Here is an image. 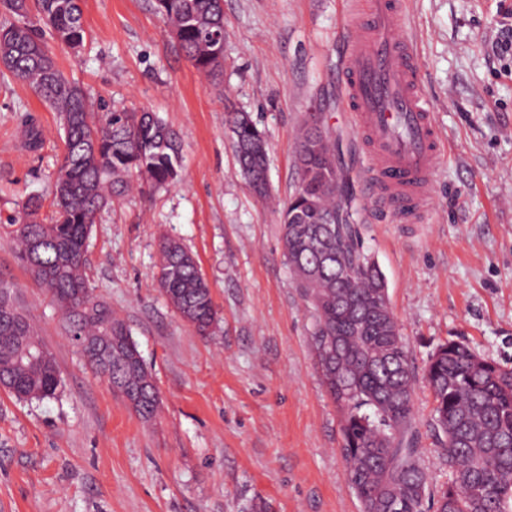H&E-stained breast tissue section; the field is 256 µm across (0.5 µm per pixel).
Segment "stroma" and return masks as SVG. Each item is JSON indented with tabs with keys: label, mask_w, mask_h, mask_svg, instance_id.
I'll use <instances>...</instances> for the list:
<instances>
[{
	"label": "stroma",
	"mask_w": 512,
	"mask_h": 512,
	"mask_svg": "<svg viewBox=\"0 0 512 512\" xmlns=\"http://www.w3.org/2000/svg\"><path fill=\"white\" fill-rule=\"evenodd\" d=\"M80 54L49 49L92 102L158 112L177 133V181L113 199L94 225V297L129 326L160 393L145 421L86 366L56 305L19 263L10 219L52 186L63 157L58 117L26 84L0 81V279L48 349L54 398L0 389V512H360L341 454L340 412L309 345L315 315L283 257L282 210L299 184L300 129L318 115L335 139L355 227L382 270L413 363L421 461L431 488L448 467L430 431L423 377L448 340L512 366V70L493 42L512 0H405L403 37L442 140L431 210L402 224L376 210L365 148L336 78L350 0H224V71L196 70L153 0H82ZM249 113L268 143L269 200L231 146L228 113ZM43 143L33 150L26 120ZM195 256L219 321L198 336L157 288L159 243Z\"/></svg>",
	"instance_id": "stroma-1"
}]
</instances>
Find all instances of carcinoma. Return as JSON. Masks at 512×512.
Returning <instances> with one entry per match:
<instances>
[{"label":"carcinoma","mask_w":512,"mask_h":512,"mask_svg":"<svg viewBox=\"0 0 512 512\" xmlns=\"http://www.w3.org/2000/svg\"><path fill=\"white\" fill-rule=\"evenodd\" d=\"M81 0H0V32L25 26L21 40H0V60L60 117L64 154L53 188L54 212L42 200L22 206L17 258L65 316L66 330L95 375L105 379L144 419L159 391L126 323L92 297L87 241L98 215L138 186L175 181L180 148L154 112L98 113L86 91L70 82L50 55L45 35L75 52L86 40ZM175 42L200 72L224 68L223 0H155ZM36 10L38 22L29 19ZM236 140L258 137L253 120L235 112ZM299 185L281 224L283 256L315 312L310 346L323 385L341 412V454L361 512H512V368L449 340L430 356L425 381L433 397L432 436L448 465V482L429 490L414 415L415 372L401 332L390 327L385 276L362 250L343 185L326 160L298 144ZM158 287L199 336L217 320L211 289L195 257L177 240L160 242ZM0 386L19 400L57 394L55 358L0 281Z\"/></svg>","instance_id":"carcinoma-1"}]
</instances>
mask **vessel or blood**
<instances>
[{
	"mask_svg": "<svg viewBox=\"0 0 512 512\" xmlns=\"http://www.w3.org/2000/svg\"><path fill=\"white\" fill-rule=\"evenodd\" d=\"M360 2V17L342 24L337 78L365 142L371 201L400 223L417 224L430 211L440 161L434 105L412 47L398 35L403 0Z\"/></svg>",
	"mask_w": 512,
	"mask_h": 512,
	"instance_id": "b4317fda",
	"label": "vessel or blood"
}]
</instances>
